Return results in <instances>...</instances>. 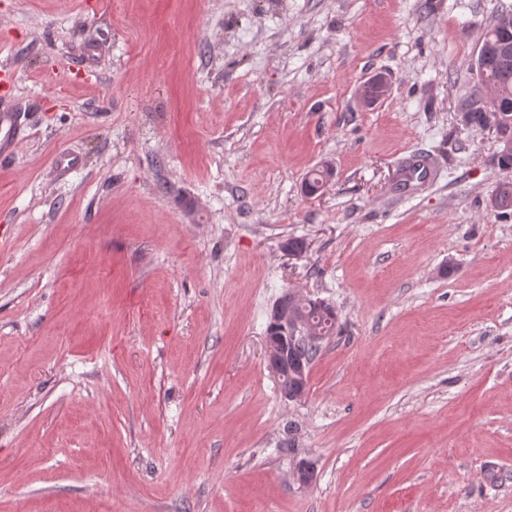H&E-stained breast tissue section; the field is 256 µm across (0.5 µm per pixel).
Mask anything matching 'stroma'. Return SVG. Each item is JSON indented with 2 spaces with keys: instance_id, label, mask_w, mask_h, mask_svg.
I'll return each instance as SVG.
<instances>
[{
  "instance_id": "obj_1",
  "label": "stroma",
  "mask_w": 512,
  "mask_h": 512,
  "mask_svg": "<svg viewBox=\"0 0 512 512\" xmlns=\"http://www.w3.org/2000/svg\"><path fill=\"white\" fill-rule=\"evenodd\" d=\"M510 6L0 0V512H512V170L458 116ZM289 290L341 326L298 401ZM390 84L385 76L379 75L363 84L358 91L364 102L373 103L388 95ZM0 155L13 154L20 143L19 123L12 112L0 111ZM304 304L305 300L295 292L289 290L285 293L273 308L272 318L268 325V329L273 328V319L279 333L265 337L269 367L278 379L283 375V369L288 361V373H284L282 379L279 380L283 395L293 392L296 388L295 371L301 366L307 370L309 375L310 366L319 350V348L295 346L288 352V345L292 347L295 343L318 345L322 342V336H318V332L315 329H310L299 316Z\"/></svg>"
}]
</instances>
